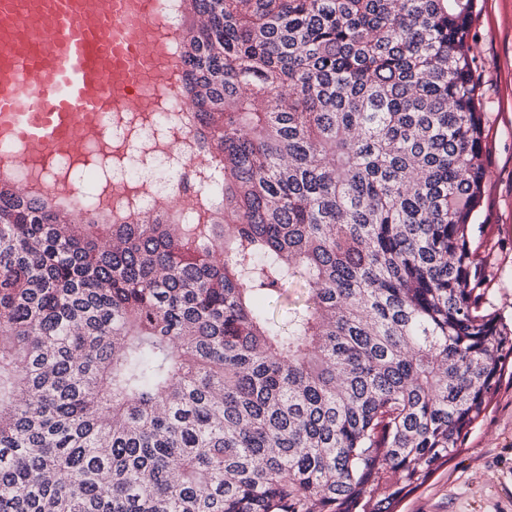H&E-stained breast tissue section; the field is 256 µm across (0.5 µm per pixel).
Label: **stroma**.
I'll return each mask as SVG.
<instances>
[{
	"mask_svg": "<svg viewBox=\"0 0 512 512\" xmlns=\"http://www.w3.org/2000/svg\"><path fill=\"white\" fill-rule=\"evenodd\" d=\"M473 54L491 116L484 203L487 225L477 262L489 274L485 302L512 319V0H475ZM400 512H512V383L504 382L484 420L448 466L408 496Z\"/></svg>",
	"mask_w": 512,
	"mask_h": 512,
	"instance_id": "obj_1",
	"label": "stroma"
}]
</instances>
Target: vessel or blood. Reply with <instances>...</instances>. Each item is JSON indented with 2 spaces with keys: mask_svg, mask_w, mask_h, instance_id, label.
I'll list each match as a JSON object with an SVG mask.
<instances>
[{
  "mask_svg": "<svg viewBox=\"0 0 512 512\" xmlns=\"http://www.w3.org/2000/svg\"><path fill=\"white\" fill-rule=\"evenodd\" d=\"M158 0H0V174L102 134L93 115L179 90Z\"/></svg>",
  "mask_w": 512,
  "mask_h": 512,
  "instance_id": "obj_1",
  "label": "vessel or blood"
}]
</instances>
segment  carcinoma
Wrapping results in <instances>:
<instances>
[{"label": "carcinoma", "instance_id": "obj_1", "mask_svg": "<svg viewBox=\"0 0 512 512\" xmlns=\"http://www.w3.org/2000/svg\"><path fill=\"white\" fill-rule=\"evenodd\" d=\"M182 3L191 221L0 177V512H397L512 381L474 0Z\"/></svg>", "mask_w": 512, "mask_h": 512}]
</instances>
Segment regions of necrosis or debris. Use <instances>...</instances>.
I'll use <instances>...</instances> for the list:
<instances>
[{
	"instance_id": "1",
	"label": "necrosis or debris",
	"mask_w": 512,
	"mask_h": 512,
	"mask_svg": "<svg viewBox=\"0 0 512 512\" xmlns=\"http://www.w3.org/2000/svg\"><path fill=\"white\" fill-rule=\"evenodd\" d=\"M161 102L162 109L154 112L150 121L135 126L124 116L107 117L112 142L130 151L132 161L110 172L106 180L78 169L69 154L46 157L43 168L67 171L69 184L78 188L75 204L86 212L97 210L96 190L100 187L115 196L132 197L134 208L142 211L164 210L175 199L191 206L202 189L199 171L207 165L186 132L191 106L171 93L162 94Z\"/></svg>"
}]
</instances>
